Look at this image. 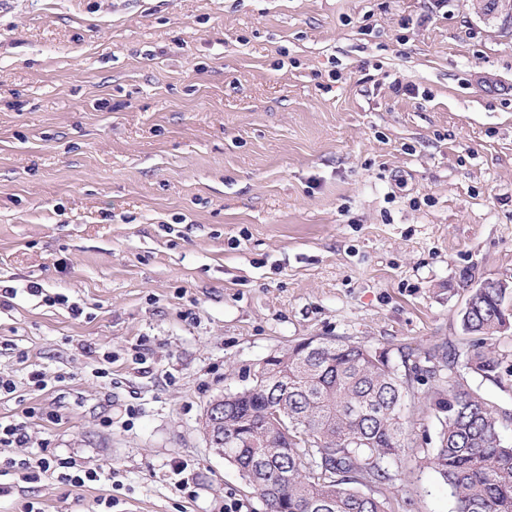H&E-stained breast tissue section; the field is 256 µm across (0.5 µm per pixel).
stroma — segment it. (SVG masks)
Here are the masks:
<instances>
[{
    "instance_id": "35a3bbf8",
    "label": "stroma",
    "mask_w": 512,
    "mask_h": 512,
    "mask_svg": "<svg viewBox=\"0 0 512 512\" xmlns=\"http://www.w3.org/2000/svg\"><path fill=\"white\" fill-rule=\"evenodd\" d=\"M488 278L512 282V23L471 0H0V421L35 408L32 452L114 471L0 512H267L208 448L210 400L309 337L428 367L471 343ZM388 494L454 508L411 456Z\"/></svg>"
}]
</instances>
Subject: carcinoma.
Returning a JSON list of instances; mask_svg holds the SVG:
<instances>
[{"label":"carcinoma","instance_id":"cac0c4a2","mask_svg":"<svg viewBox=\"0 0 512 512\" xmlns=\"http://www.w3.org/2000/svg\"><path fill=\"white\" fill-rule=\"evenodd\" d=\"M512 322V288H477L461 312L468 335L502 334ZM508 355L483 346L450 348L426 377L442 380L431 409L436 446L422 463L448 486L454 512H512V422L480 393L451 379L458 368L499 382ZM409 378L389 351L358 342L321 340L320 350L288 362L278 386L253 380L224 394L223 436H234L224 460L265 501L268 512H391L390 464L408 454L402 400ZM288 417V430L275 416Z\"/></svg>","mask_w":512,"mask_h":512}]
</instances>
